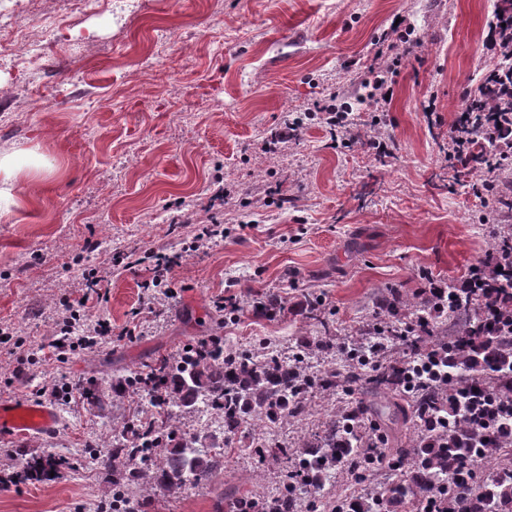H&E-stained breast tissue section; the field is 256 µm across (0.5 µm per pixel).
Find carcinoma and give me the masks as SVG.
Here are the masks:
<instances>
[{"label": "carcinoma", "mask_w": 512, "mask_h": 512, "mask_svg": "<svg viewBox=\"0 0 512 512\" xmlns=\"http://www.w3.org/2000/svg\"><path fill=\"white\" fill-rule=\"evenodd\" d=\"M505 302L497 306L482 303L477 313L472 295L459 299L454 289L448 297L426 298L415 293L408 298L392 288L376 303L374 319L367 325L369 342H356L342 350L343 370L328 367L308 372L301 359L317 351L334 350L329 321L322 299L309 302V318L324 330L325 337L311 346L302 345L298 360L281 362L267 353L261 357L224 351V344L202 339L178 355L161 357L144 365L132 375L112 382V397L122 400L132 394L155 393L160 412H145L116 431L110 448L112 461L102 467L104 475L118 465L128 466L139 454L150 451L153 473L146 487L171 492L182 487L183 477L197 475L208 481L222 468L223 448L243 423L253 421L272 429L288 417L305 410L307 397L320 391H333L340 383H361L377 394H386L410 404L414 429L433 422L446 401L464 399L469 385L481 383L494 397L512 395V287L502 289ZM427 322L428 336L447 347L448 375L428 380L426 388L416 391L405 386L404 375L395 369L399 358L417 352L406 311ZM224 415L223 437L187 435L177 425L179 417L196 408L201 400ZM379 435L375 422L365 410L349 406L331 416L324 429L315 432L297 449H267L250 445L247 451L262 463L290 461V470L278 492L263 507L256 501L240 498L238 512H297L299 495L325 486L342 463H355L361 480L371 477L370 454L374 437ZM478 441V433L464 419L448 427H437L428 439L440 445L444 454H434L411 436L392 452L391 483L385 491L373 489L362 499L364 512H379L380 500L388 498L398 509L409 510L416 503L437 494L452 466L465 467L474 456L468 444ZM67 464L61 455H48L30 462L26 471H47ZM448 505L462 512H512V467L499 469V478L483 482L477 477L448 484ZM133 505L128 483L115 479L101 512H127Z\"/></svg>", "instance_id": "obj_1"}]
</instances>
